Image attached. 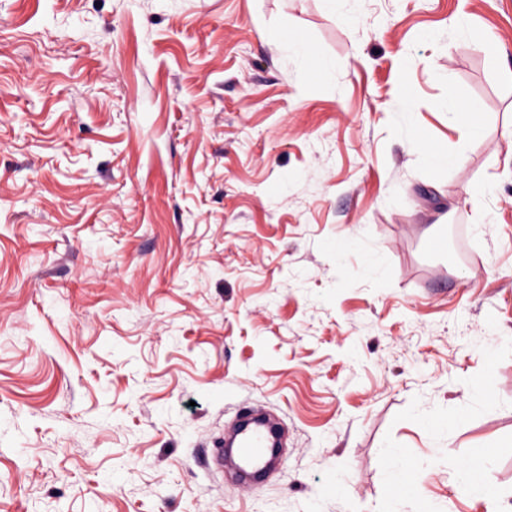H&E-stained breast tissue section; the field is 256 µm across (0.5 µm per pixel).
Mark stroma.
I'll use <instances>...</instances> for the list:
<instances>
[{"instance_id":"stroma-1","label":"stroma","mask_w":512,"mask_h":512,"mask_svg":"<svg viewBox=\"0 0 512 512\" xmlns=\"http://www.w3.org/2000/svg\"><path fill=\"white\" fill-rule=\"evenodd\" d=\"M0 512H512V0H0ZM276 443V430L265 421L249 420L239 428L234 440L235 454L249 479L256 480L264 475Z\"/></svg>"}]
</instances>
